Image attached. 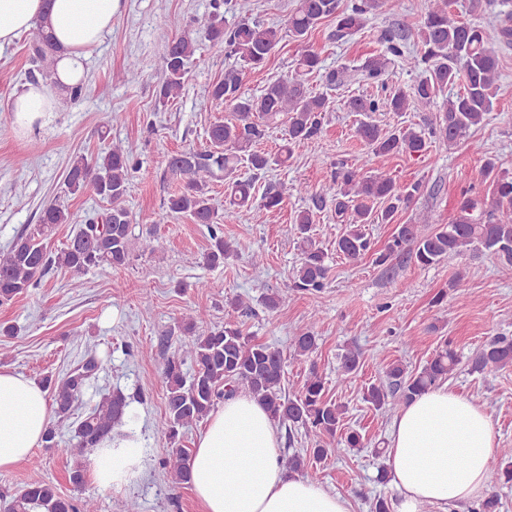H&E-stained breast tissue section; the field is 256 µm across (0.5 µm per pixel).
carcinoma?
<instances>
[{
  "label": "carcinoma",
  "instance_id": "obj_1",
  "mask_svg": "<svg viewBox=\"0 0 512 512\" xmlns=\"http://www.w3.org/2000/svg\"><path fill=\"white\" fill-rule=\"evenodd\" d=\"M427 2L420 11L417 31L405 25L383 31L380 42L384 53L367 58L361 65L368 78L379 81L386 75L389 54L414 74V83L381 98H351L347 109L365 114H399L413 107L424 112L447 87L459 83L461 88L448 97L434 118L418 129L409 125L385 131L372 121L361 122L358 134L368 153L375 157L403 152L422 156L433 141L446 148L454 146L481 126L493 110L500 76L499 49L512 45V12L498 13L497 25L490 34L478 25L450 17L448 0ZM378 7L379 0H350L344 7L340 0H297L288 17V32L295 40H304L318 24L331 19L336 21V31L351 34L363 29L367 15ZM414 34L420 47L411 51L407 41ZM202 40L209 43L215 54L243 63L241 69L224 71L203 101L205 107L222 104L235 117L212 124L207 148L180 151L168 158V172L182 187L168 198L167 208L173 214L188 216L195 224L209 227L211 244L205 260L207 265L216 267L239 246L224 241L210 197V184L223 180L230 188L224 218H232L234 211L230 207L247 202L253 186V179L238 178L240 164H247L257 175L273 164H285L292 156L293 145L320 135L331 101L322 94L309 92L306 86V75L321 70V59L311 49L301 54L297 67L288 76L268 83L257 96L245 95L242 85L246 70H257L266 64L281 41L280 30L255 19H243L226 27L215 12L196 29L166 46L164 78L157 94L159 104L164 106L181 94L188 65ZM33 49L42 79L54 82V60L48 55L47 37L40 24L34 33ZM279 121L288 123V144L273 156L253 150L269 126ZM133 168L131 153L120 141L108 144L90 160L82 155L73 159L66 174L68 188L73 193L89 189L109 208L100 221L78 225L65 247L53 252L48 239L54 227L74 224L76 220L59 204L45 206L34 230L21 233L9 249L0 252V304L36 287L40 275L52 265L83 274L103 266L120 269L128 263L132 218L125 200ZM483 175L490 181L489 189L481 195L462 192L453 223L442 224L430 233L422 232L417 224L397 225L392 239L376 253L375 263L390 266L408 257L425 267L468 252L487 253L512 263V174L498 170L490 160ZM330 181L336 219L345 225L336 239V253L349 261L360 259L370 250V240L362 226L393 223L396 213L407 208L421 189L418 183L401 188L383 172L368 174L344 162L330 166ZM311 201L312 206L294 212L292 224L300 239L301 262L287 293L265 297V305L271 310L291 299L294 292H318L326 285L327 252L310 234L315 212L322 210L326 201L321 196H313ZM283 202V192L267 191L259 208L262 218L274 217ZM194 328L192 321L184 327L191 335L183 345L184 356L168 358L163 368L167 420L161 434L169 441H175L182 430L208 417L220 401L242 388L265 407L273 422L302 428L316 437L314 447L282 456L283 466L290 474H302L310 464L326 458L337 441L346 448L366 447L362 434L344 430L345 407L325 397L324 382L316 368H311L299 394L287 396L281 389L285 358L280 350L252 341L234 323L227 322L201 335L193 334ZM290 347L294 355L307 357L317 349V336L310 328H302L290 337ZM188 358L195 364L190 373L184 371ZM457 364V354L448 347L416 373L408 372L400 362H393L387 367L384 381L367 387L365 401L377 410L391 401L406 404L448 380ZM509 366L512 338L506 336L492 339L472 361V369L481 373L490 374ZM97 371L98 361L92 357L58 381L45 380L58 420H68L74 403ZM133 401L135 397L120 389L105 392L88 413L71 424L70 447L65 452L73 458L68 480L74 487L80 488L86 482L87 454L123 423ZM503 455L506 465L491 475L488 483L492 487L512 482V448L503 449ZM189 461L188 451L173 448L160 459L159 468L173 483L185 484L190 481ZM0 500L7 502V512H96L92 501L85 500L78 507L46 481L34 482L19 493L0 490Z\"/></svg>",
  "mask_w": 512,
  "mask_h": 512
}]
</instances>
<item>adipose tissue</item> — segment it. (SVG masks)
Returning a JSON list of instances; mask_svg holds the SVG:
<instances>
[{
	"label": "adipose tissue",
	"instance_id": "adipose-tissue-1",
	"mask_svg": "<svg viewBox=\"0 0 512 512\" xmlns=\"http://www.w3.org/2000/svg\"><path fill=\"white\" fill-rule=\"evenodd\" d=\"M122 0H0V48L37 21L47 23L56 58L53 86L28 85L11 110L24 133L42 128L62 97L82 86L93 48L112 29ZM53 416L48 393L35 380L0 370V471L27 460ZM136 439L104 441L93 471L104 488L142 468ZM490 417L468 397L438 386L405 405L388 432L386 468L396 492L392 512H421L483 498L494 454ZM193 493L203 512H351L349 500L288 474L280 438L264 407L247 394L226 399L200 434L190 462Z\"/></svg>",
	"mask_w": 512,
	"mask_h": 512
}]
</instances>
